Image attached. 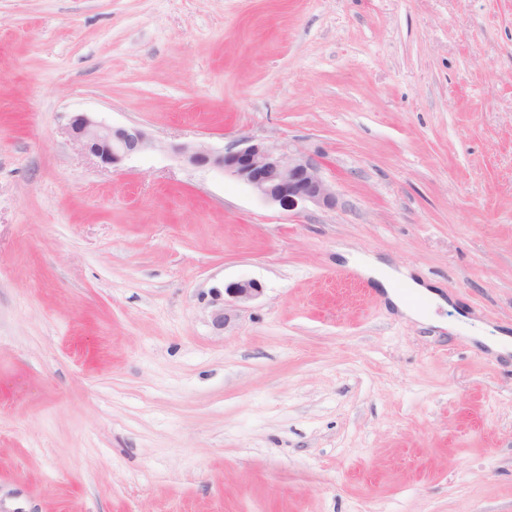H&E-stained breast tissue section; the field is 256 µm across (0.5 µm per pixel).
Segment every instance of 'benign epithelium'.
<instances>
[{
    "mask_svg": "<svg viewBox=\"0 0 512 512\" xmlns=\"http://www.w3.org/2000/svg\"><path fill=\"white\" fill-rule=\"evenodd\" d=\"M72 139L103 166L112 168L154 148V141L139 125H106L87 112L74 113L69 122ZM179 157L194 167L218 169L250 186L267 201L286 212L307 205L336 207V194L322 175L323 163L289 142L241 137L213 150L202 144L185 143L175 148ZM263 291L254 280H241L213 291V325L225 328L231 321L229 309L249 303Z\"/></svg>",
    "mask_w": 512,
    "mask_h": 512,
    "instance_id": "1",
    "label": "benign epithelium"
}]
</instances>
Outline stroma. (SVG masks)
<instances>
[{"label":"stroma","instance_id":"stroma-1","mask_svg":"<svg viewBox=\"0 0 512 512\" xmlns=\"http://www.w3.org/2000/svg\"><path fill=\"white\" fill-rule=\"evenodd\" d=\"M75 112L156 147L101 166ZM244 136L321 156L335 208L175 153ZM498 332L512 0H0V512H512ZM357 265L358 270L365 278L375 280L384 288L385 298L399 313L407 317L424 320L427 317V311L407 305L400 294L393 290L396 281H406L411 288L421 291L424 296L433 300L434 303L443 307L446 306V301L440 293L430 290L432 286L426 284L423 280L421 282L415 280L405 269H396L372 256L364 258ZM212 322L217 329H224L231 321L229 307L235 308L258 298L263 288L254 280H241L224 284L223 291L213 288Z\"/></svg>","mask_w":512,"mask_h":512}]
</instances>
